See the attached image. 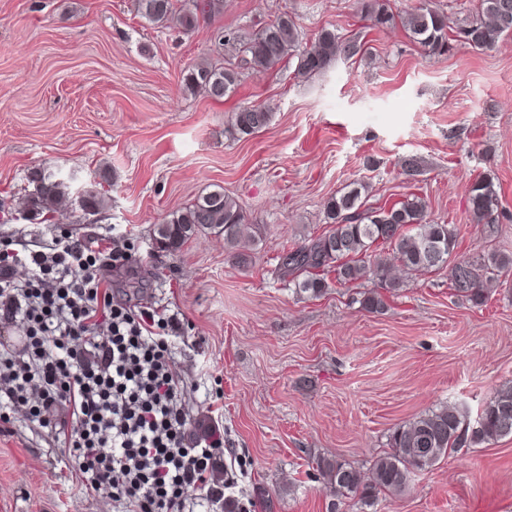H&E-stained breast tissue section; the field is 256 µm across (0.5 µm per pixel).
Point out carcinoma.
<instances>
[{
  "mask_svg": "<svg viewBox=\"0 0 512 512\" xmlns=\"http://www.w3.org/2000/svg\"><path fill=\"white\" fill-rule=\"evenodd\" d=\"M188 6L175 11L172 0H136L142 18L155 24L174 23L185 31L195 28L199 19L211 16L218 0H187ZM512 0H478L477 17L460 29L467 43L486 50L512 36V11L503 4ZM364 19L373 28L396 24L430 55L448 49L452 27L448 17L431 9L427 0L403 15L393 13L389 0H364ZM259 29L248 37H235L244 64L257 71H271L291 59L296 70L308 77L326 72L337 59L352 58L362 51L356 37L343 38L334 29L319 32L315 46L297 52L299 27L292 16L282 13L270 22H257ZM240 72L210 62L194 66L185 79L187 90L201 89L212 99L230 95L238 86ZM271 113L262 105L240 107L231 115V130L253 135L267 127ZM367 186L353 182L351 188L328 199L325 204L330 228L307 238L280 257L283 274L292 277L295 290L311 297L324 295L330 278L336 283L372 279L377 287L394 292L400 277L393 274L429 273L448 269V284L461 297L482 305L501 276L512 274V255L490 252L474 261L451 262L459 240L451 224L427 221V203L416 194L400 201L367 204L362 191ZM70 201L86 215L105 206V196L94 186L71 196L70 182L49 168L38 169L28 177L27 218L51 222L56 206ZM468 204L472 220L494 232L499 197L492 178L483 176L470 183ZM209 231L224 236V245L233 249L238 263L248 264L247 251L256 244L261 228L250 223L241 206L224 191L197 197L171 219L156 225L154 241L162 250L182 247L193 236ZM512 384H506L485 403L476 418L464 408L439 406L417 419L396 427L389 435V450L374 457L367 476L360 469L335 457H319L315 471L337 499H351L360 508H371L380 496L403 492L418 471L432 468L445 454L461 447L480 445L512 437Z\"/></svg>",
  "mask_w": 512,
  "mask_h": 512,
  "instance_id": "cac0c4a2",
  "label": "carcinoma"
}]
</instances>
